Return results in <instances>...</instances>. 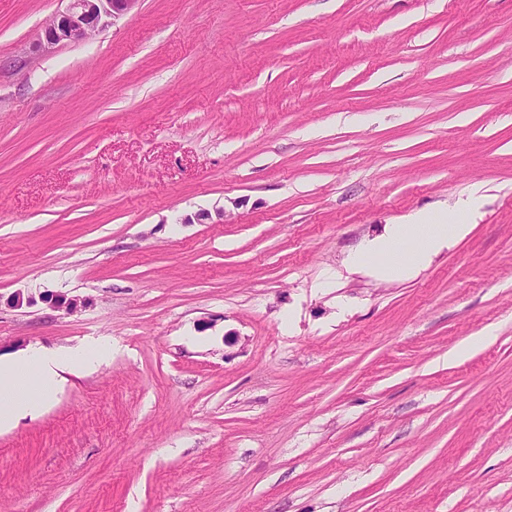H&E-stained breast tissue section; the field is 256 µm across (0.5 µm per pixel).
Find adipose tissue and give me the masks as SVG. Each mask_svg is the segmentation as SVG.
<instances>
[{
	"instance_id": "obj_1",
	"label": "adipose tissue",
	"mask_w": 512,
	"mask_h": 512,
	"mask_svg": "<svg viewBox=\"0 0 512 512\" xmlns=\"http://www.w3.org/2000/svg\"><path fill=\"white\" fill-rule=\"evenodd\" d=\"M470 224H434L429 214L409 223L387 225L347 261L350 268L383 278H408L449 243L464 238ZM108 359L107 351L82 347L48 350L31 347L17 356L0 358V431L16 420L37 413L42 403L64 386L68 375L95 371Z\"/></svg>"
}]
</instances>
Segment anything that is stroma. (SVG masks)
<instances>
[{"label": "stroma", "mask_w": 512, "mask_h": 512, "mask_svg": "<svg viewBox=\"0 0 512 512\" xmlns=\"http://www.w3.org/2000/svg\"><path fill=\"white\" fill-rule=\"evenodd\" d=\"M63 7L0 0V354L112 356L0 434V512H512V0H141L33 53ZM461 201L416 277L347 267Z\"/></svg>", "instance_id": "stroma-1"}]
</instances>
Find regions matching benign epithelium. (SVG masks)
Listing matches in <instances>:
<instances>
[{
	"mask_svg": "<svg viewBox=\"0 0 512 512\" xmlns=\"http://www.w3.org/2000/svg\"><path fill=\"white\" fill-rule=\"evenodd\" d=\"M43 27L33 49L49 52L63 44L81 43L102 31L111 21L131 13L140 0H66Z\"/></svg>",
	"mask_w": 512,
	"mask_h": 512,
	"instance_id": "benign-epithelium-1",
	"label": "benign epithelium"
}]
</instances>
